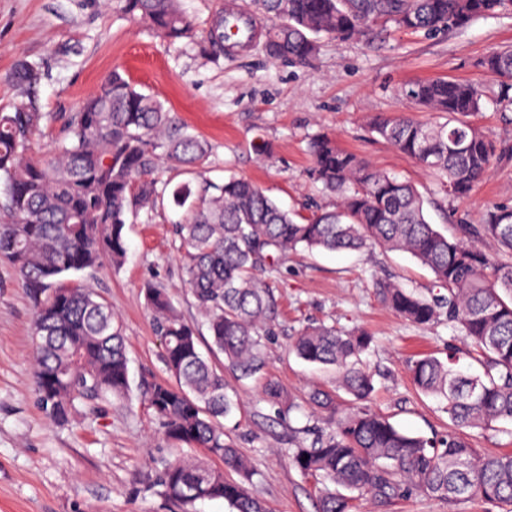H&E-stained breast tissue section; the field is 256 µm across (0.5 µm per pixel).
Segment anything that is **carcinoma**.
I'll return each instance as SVG.
<instances>
[{"mask_svg": "<svg viewBox=\"0 0 512 512\" xmlns=\"http://www.w3.org/2000/svg\"><path fill=\"white\" fill-rule=\"evenodd\" d=\"M508 0H253L254 19L267 21L268 54L306 64L319 39L360 38L379 23L433 35L496 13ZM131 21L156 35L195 42L206 55L224 53L211 33L197 37L180 0H116ZM481 66L512 90V49L490 52ZM32 90L38 68L20 62L12 73ZM405 99L444 122H423L402 113L368 122L377 139L431 172L445 193L467 196L497 156L495 141L472 118L487 106L471 84L433 79L410 85ZM56 120L20 101L0 109V259L14 269L33 303L35 384L42 408L65 425L78 405L125 401L131 396L122 327L112 307L87 282L73 278L126 257L124 229L140 213L164 206L169 181L163 165L191 173L205 166L211 145L189 131L156 96L136 89L114 69L63 124L52 153L28 156L33 136ZM314 173L340 198L334 210L308 217L283 210L266 191L242 177L221 184L175 187L183 209L175 224L185 282L210 334L211 352L221 354L239 377L265 366L262 336L273 295L263 274L288 253L307 250L364 251L375 247L410 254L434 276L428 296L379 283L383 302L405 320L429 325L440 316L476 352L482 373L455 367L456 357L433 355L410 361L415 388L443 402L448 432L432 437L400 430L375 411V379L365 364L376 343L364 328L324 324L302 329L292 343L303 360L336 369V383L352 404L315 388L310 406L326 414L327 430L292 449L293 465L319 486L317 512H355L363 495L390 503L414 490L453 504L463 499L512 506V453L477 456L467 428L512 422V206L486 210L476 224L458 225L447 236L432 224L424 199L408 180L373 167L337 146L329 136L310 142ZM491 241L497 251L479 244ZM145 298L155 334L163 345L167 380L143 379L140 394L173 449L156 475L160 493L192 512L197 500L222 499L230 512H265L247 484L253 470L226 440L224 420L240 410L224 389V371L199 349L198 324L185 320L166 289L148 285ZM264 394L280 411L294 402L268 379ZM203 448L240 480L181 448Z\"/></svg>", "mask_w": 512, "mask_h": 512, "instance_id": "obj_1", "label": "carcinoma"}]
</instances>
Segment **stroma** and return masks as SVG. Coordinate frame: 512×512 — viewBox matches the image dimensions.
<instances>
[{
    "mask_svg": "<svg viewBox=\"0 0 512 512\" xmlns=\"http://www.w3.org/2000/svg\"><path fill=\"white\" fill-rule=\"evenodd\" d=\"M510 46L512 6L433 36L387 26L371 39L325 37L308 65L271 59L261 36L211 60L195 43L154 37L103 0H0V108L21 98L9 78L17 60L38 66L37 109L58 120L76 112L117 68L212 144L205 179L249 178L284 209L304 216L334 208L337 199L315 180L308 153L311 138L328 134L376 168L415 184L431 221L449 235L456 225L476 223L489 207L512 206V105H495L499 83L480 65L493 49ZM432 78L481 89L490 102L476 124L511 148L463 199L444 197L427 170L367 129L377 113L410 111L430 120L429 112L411 108L403 90ZM180 216L171 204L140 214L125 227L124 264L87 277L121 322L135 385L145 376L166 375L145 285L165 287L185 319H199L176 250ZM268 278L275 287V310L263 339L265 366L246 380L225 370L224 383L240 402L226 427L251 462L255 475L249 490L267 512H315V482L293 466L290 454L296 444L311 442L312 428L323 424L305 401L308 392L334 389L336 373L307 364L290 350L300 329L324 323L373 332L376 345L366 364L375 374V408L402 430L423 436L447 432L448 416L438 399L413 389L410 357L454 354L464 371L478 364L447 321L413 325L381 303L374 285L381 278L424 295L431 291L432 273L409 254L303 251L289 254ZM32 323L29 296L13 268L0 262V512H181L155 484L169 447L139 393L124 406L105 402L97 411H81L66 426L47 418L33 378ZM269 378L295 400L290 415L278 416L276 405L265 400ZM359 512L506 509L477 499L450 505L415 492L387 505L364 497Z\"/></svg>",
    "mask_w": 512,
    "mask_h": 512,
    "instance_id": "stroma-1",
    "label": "stroma"
}]
</instances>
